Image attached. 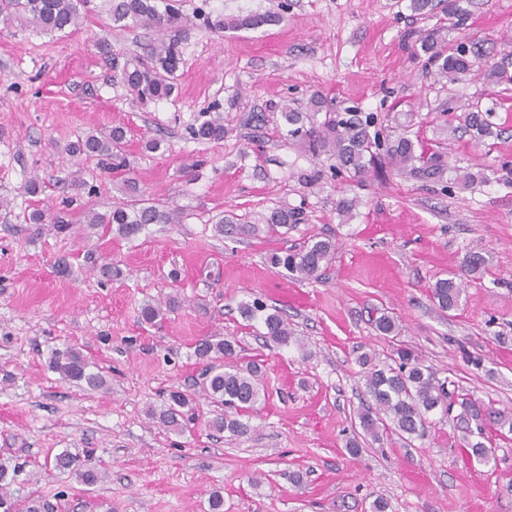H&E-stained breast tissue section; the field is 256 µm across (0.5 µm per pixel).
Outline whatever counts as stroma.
<instances>
[{
  "label": "stroma",
  "instance_id": "1",
  "mask_svg": "<svg viewBox=\"0 0 512 512\" xmlns=\"http://www.w3.org/2000/svg\"><path fill=\"white\" fill-rule=\"evenodd\" d=\"M277 2L182 0L185 22L165 33L181 43L176 88L149 102L113 83L112 67L147 56L152 32L113 27L103 14L68 35L0 22V461L14 466L18 496L61 512H207L216 490L224 512H370L379 495L390 512H512V437L498 440L493 467L462 461V432L449 419L412 447L394 437L356 454L346 447L363 392L357 352L391 349L370 324L380 309L399 317L401 341L439 378L512 410V85L472 75L444 86L426 74L412 45L434 20L409 0H288L283 22L224 32L192 17L200 5L231 19ZM466 7L470 51L512 70V0ZM101 40L111 56L98 53ZM315 92L338 109L416 111L439 145L443 178L380 164L356 182L299 148L279 129L281 106ZM475 100L499 130L485 146L447 126L448 107ZM215 105L223 140L190 139L188 127ZM118 125L128 131L126 169L70 153L79 135ZM150 139L159 150L145 149ZM458 169L477 180L455 181ZM127 178L160 208H180L182 222L132 239L82 224L85 211L122 200ZM345 198L356 201L347 216ZM284 204L303 208L308 223L258 237L214 229L224 215L255 223ZM62 207L78 219L68 232L30 220ZM317 233L336 245L321 278L300 282L270 265V253ZM468 252L489 258V272L466 281L458 310L442 312L431 288ZM62 258L69 274L57 272ZM106 264L120 276L103 278ZM171 296L180 306L162 323H140L144 302ZM255 296L287 313L301 347L263 344L244 326L236 304ZM211 335L235 337L242 355L260 359L271 391L250 435L235 441L170 433L147 415L167 390H192L205 368L194 344ZM68 346L102 372L104 389L49 369L51 351ZM470 354L483 369L467 365ZM86 450L94 485L50 463Z\"/></svg>",
  "mask_w": 512,
  "mask_h": 512
}]
</instances>
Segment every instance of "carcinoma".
Here are the masks:
<instances>
[{
	"instance_id": "cac0c4a2",
	"label": "carcinoma",
	"mask_w": 512,
	"mask_h": 512,
	"mask_svg": "<svg viewBox=\"0 0 512 512\" xmlns=\"http://www.w3.org/2000/svg\"><path fill=\"white\" fill-rule=\"evenodd\" d=\"M89 0H0V20L19 21L46 33L75 30L86 17ZM410 9L419 15L436 18L432 29L419 35L416 52L425 57L424 67L434 70L437 81L455 83L479 70L484 71L487 83L499 85L508 82L507 71L494 64H480L470 58L461 46H453L450 35L464 28L467 9L459 0H447L439 5L436 0H410ZM102 10L112 25L121 28H140L161 32L183 19L180 5L167 0L159 9L157 0H103ZM287 13L284 0H278L277 10L252 14L244 19L226 20L223 16L196 8L194 18L206 27L222 31L240 27L260 28L282 22ZM182 63V52L176 40L164 38L153 44L150 61L138 57L114 67L112 82L120 83L142 101H157L169 97L175 90V74ZM493 112L482 109L481 102H471L459 108L448 109V122H457L451 131L467 132L479 144L497 136ZM283 126L288 137L304 151L315 156L326 155L335 159L336 168L361 178L373 164L375 157L383 155L399 175L414 179H431L444 174L441 154L432 150L421 131L413 124H400L390 130L378 123L373 114H365L358 107L343 111L326 106L325 99L313 94L306 105L295 108L288 104L281 108ZM189 135L197 141H219L224 138V113L203 112L196 123L189 127ZM126 131L118 126L108 133L91 131L71 145L77 156L97 155L112 160V168L127 167L126 157L120 152ZM127 199L116 203L112 209L89 211L83 223L96 227L102 224L117 225V232L125 238L137 236L148 224H178L180 211L163 210L148 199L137 196L134 183L125 184ZM35 224L48 221L53 230L62 233L71 229L69 213L56 211L32 214ZM307 215L300 208L277 207L263 217L261 223L250 224L231 216L215 224L220 235L258 236L276 234L281 228L303 224ZM335 255V243L314 235L298 248H286L271 254L269 262L282 268L297 280H313L321 276ZM461 270L468 274H484L487 261L477 253L465 255ZM432 300L443 311H454L461 305L462 288L455 278L440 279L431 289ZM179 301L170 297L165 304L148 301L140 308L141 321L154 324L175 310ZM237 310L249 326L259 324V336L266 343L290 346L297 343L288 316L269 308L260 298L242 300ZM378 334L393 343L390 352L381 358L366 351L357 356L364 368V385L370 402L361 405L354 413L362 433L348 441L351 452L357 453L366 438L379 442L395 436L409 445L425 439L431 428L449 416H454L464 432L462 454L472 464L489 466L496 463V449L483 441L486 427L492 425L502 436L512 434V412L495 410L474 399L470 394L448 389V381L436 376L435 369L427 364L413 348L398 341L401 334L399 319L383 312L374 320ZM238 342L233 337H208L195 345L194 355L209 362L198 390L188 392L172 389L160 410H151L149 416L159 426L183 433L202 423L212 433H229L233 438L245 436L250 431L247 418L256 406L266 401L267 392L262 383L260 364L243 360L239 356ZM49 368L61 379L81 383L88 391H98L106 386L101 372L89 369V363L76 348L69 346L52 351ZM212 406V415L206 416L199 409V401ZM55 467L73 471L82 483L93 485L98 481V471L91 462L77 454L62 452L54 458ZM9 467L0 463V512H58V505L40 497L20 498L10 492Z\"/></svg>"
}]
</instances>
